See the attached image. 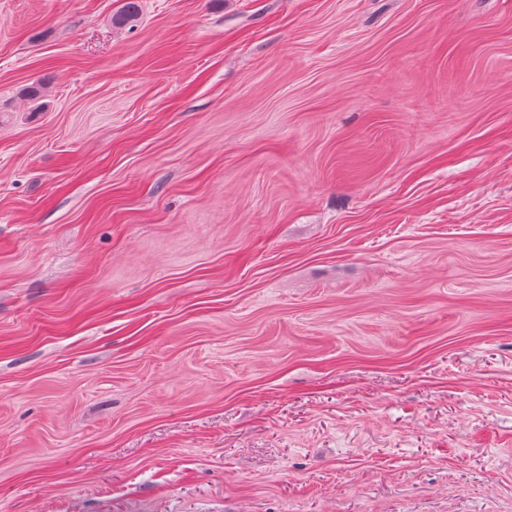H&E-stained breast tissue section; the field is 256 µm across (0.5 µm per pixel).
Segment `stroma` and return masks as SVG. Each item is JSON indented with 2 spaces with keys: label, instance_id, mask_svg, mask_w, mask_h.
<instances>
[{
  "label": "stroma",
  "instance_id": "obj_1",
  "mask_svg": "<svg viewBox=\"0 0 512 512\" xmlns=\"http://www.w3.org/2000/svg\"><path fill=\"white\" fill-rule=\"evenodd\" d=\"M123 3L0 0V512H512V0Z\"/></svg>",
  "mask_w": 512,
  "mask_h": 512
}]
</instances>
